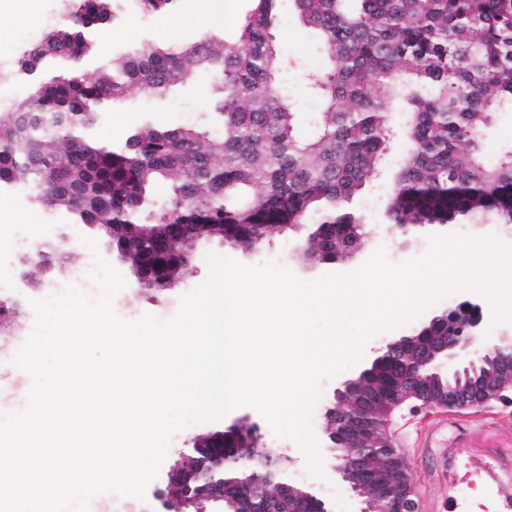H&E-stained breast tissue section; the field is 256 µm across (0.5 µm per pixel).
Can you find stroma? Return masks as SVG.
Wrapping results in <instances>:
<instances>
[{"label":"stroma","mask_w":512,"mask_h":512,"mask_svg":"<svg viewBox=\"0 0 512 512\" xmlns=\"http://www.w3.org/2000/svg\"><path fill=\"white\" fill-rule=\"evenodd\" d=\"M59 0H39V17L27 27H8L0 38V70L12 69L26 47L38 40L42 34L55 26L60 18ZM231 9L234 20L224 25L226 34H233L239 20L249 8V0H181L177 15L196 13L195 22L185 25L179 32L181 39L190 40L203 32L213 31L209 21L211 13L221 8ZM115 21L107 23L112 41L106 46H95L97 60L111 58L112 54L146 39H159L163 28L172 22L174 16L157 17L141 10L138 0H116ZM279 21L274 28L276 45L282 59L288 81V97L295 109V132L307 137L313 132L321 110V102L310 84V75L322 72L327 67L326 55L316 33L305 26L299 17L294 0H280ZM216 97L215 82L205 70L198 71L193 79L170 94L157 97L137 91L131 94L125 105L108 114L102 124L103 131L112 135L113 144H121L130 132L129 120H143L152 117L164 127L184 125L204 126L212 136L222 134L219 122L210 119L209 114ZM389 195L388 180L367 185L350 203L352 210L365 219L364 247L345 261L327 265L309 261L304 253L307 229L288 232L268 240L258 251L245 254L222 241H213L209 250L235 259L247 266H259L268 262L277 263L291 270L298 278L312 280L321 275L352 272L362 266L376 250H384L387 260L399 264L425 255L430 248L432 237L446 235V228L433 227L422 233L409 247L400 244L401 233L397 225L385 223L383 210ZM31 236L41 243L54 241L63 233L77 234L71 257L66 262L54 263L49 272L23 268L18 254L0 257V299L18 302L22 317H29L30 302L39 298L43 288L64 278L70 267L82 262L87 250L86 242L94 238L93 230L82 224L71 223L61 212L45 210L41 222L31 228ZM197 273L172 290L159 292L147 288L127 287L115 294L113 308L118 316L133 321L146 314L160 319L172 317L178 310L181 296L202 283L208 274L205 254L197 253ZM468 302L480 306L483 316H490L491 305L481 294L471 290L456 291L439 302L429 306L422 313L393 330L375 333L366 343L361 359L346 368L339 376L321 384L320 406L314 409L312 425L315 435H322L324 420L321 408L332 399L333 392L342 380L351 378L368 367L374 357V350L392 338L411 333L413 329L427 322L432 316ZM416 412L410 404L403 405L393 414L389 431L395 444L404 448L403 454L410 466V478L419 497L420 512H453L452 497L486 502L495 512H512V474L491 488L470 489L458 486L456 491L448 489L450 471L467 462L465 447L473 431L478 414L474 411H448L445 421L436 424L426 443L416 448L407 447V424ZM245 423L256 427L259 437L257 446L262 455L287 466L290 475L300 483L329 500L335 512H362L364 503L351 488L338 480L334 471V459L330 453H323V475L310 476L307 460L297 443L288 437L277 436L266 419L254 408L239 407L223 419L189 426L173 435L152 488H165L171 466L178 460L185 442L192 436L204 435L216 430Z\"/></svg>","instance_id":"obj_1"}]
</instances>
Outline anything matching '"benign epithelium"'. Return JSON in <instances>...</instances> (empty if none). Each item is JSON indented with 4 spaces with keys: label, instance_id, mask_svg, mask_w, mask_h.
I'll return each mask as SVG.
<instances>
[{
    "label": "benign epithelium",
    "instance_id": "benign-epithelium-1",
    "mask_svg": "<svg viewBox=\"0 0 512 512\" xmlns=\"http://www.w3.org/2000/svg\"><path fill=\"white\" fill-rule=\"evenodd\" d=\"M482 320L481 308L468 303L436 314L409 336L393 338L379 348L401 370L392 408L408 399L424 405L468 409L504 398L512 387V335H505L489 348L478 347L475 329ZM365 373L343 381L334 391V403L323 408V416L336 418L324 429L329 450L334 453L336 475L364 499L361 512H419L418 495L409 477V463L392 445L385 428L370 429L369 408L379 399L364 390ZM248 427L236 425L227 431L207 434V443L192 449L196 466L176 464L166 490L151 497L156 512H251L243 503L224 507V489L240 482L239 475L256 469L260 461L251 445L240 440ZM281 496H304L316 504V512H333L325 498L298 487L288 471L280 472Z\"/></svg>",
    "mask_w": 512,
    "mask_h": 512
}]
</instances>
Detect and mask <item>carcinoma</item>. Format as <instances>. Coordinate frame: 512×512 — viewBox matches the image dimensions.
I'll return each mask as SVG.
<instances>
[{
  "mask_svg": "<svg viewBox=\"0 0 512 512\" xmlns=\"http://www.w3.org/2000/svg\"><path fill=\"white\" fill-rule=\"evenodd\" d=\"M231 35L182 43L145 40L89 67L93 28L115 18L112 0H73L30 45L4 82L31 92L0 113V188L32 187L29 202L93 224L131 269L147 265L154 288L186 279L182 254L214 239L244 251L312 224L309 256L333 264L361 215L346 203L381 175L392 113L407 112L408 152L394 170L389 223L410 241L429 226L491 224L512 234V147L485 160L493 112L512 105V0H295L328 60L313 78L322 112L315 133L294 131L274 39L280 0H250ZM179 0H139L154 15ZM211 70L222 137L198 125L146 118L123 146L99 137L104 116L136 91L165 95ZM170 199L159 209L153 187ZM397 372L369 375L381 400Z\"/></svg>",
  "mask_w": 512,
  "mask_h": 512,
  "instance_id": "obj_1",
  "label": "carcinoma"
}]
</instances>
